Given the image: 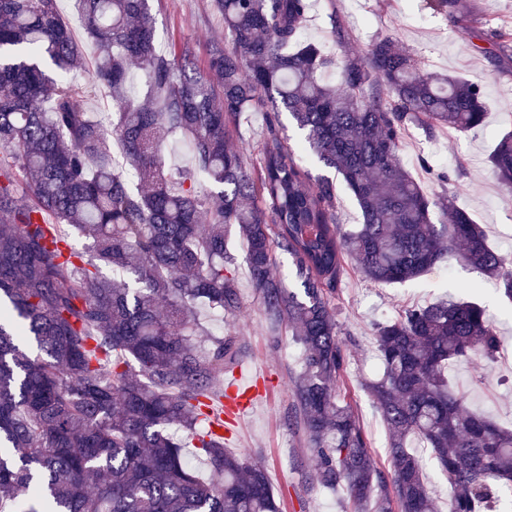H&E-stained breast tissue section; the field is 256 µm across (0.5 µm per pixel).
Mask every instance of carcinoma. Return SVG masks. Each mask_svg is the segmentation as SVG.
<instances>
[{
	"label": "carcinoma",
	"instance_id": "1",
	"mask_svg": "<svg viewBox=\"0 0 512 512\" xmlns=\"http://www.w3.org/2000/svg\"><path fill=\"white\" fill-rule=\"evenodd\" d=\"M79 2L107 116L87 111L68 78L86 62L57 0H0V512L19 501L24 512H277L264 466L224 448L205 414L240 348L231 336L207 351L192 340L196 308L239 309L232 226L269 325L300 348L289 426L318 457L308 479L343 490L355 512H435L418 444L448 479V512H503L512 429L465 409L448 377L459 358L494 359L500 339L483 307L450 299L377 325L383 372L365 389L388 428L386 470L340 399L346 356L331 305L347 259L389 285L457 261L512 303V272L485 231L397 160L410 125L430 136L483 125L485 82L425 74L390 38L359 57L327 55L301 39L312 0H215L232 41L212 47L200 74L191 47L176 59L160 49L148 0ZM430 2L455 26L472 21L462 0ZM331 68L337 86L323 79ZM266 102L251 171L232 133ZM280 105L357 202L354 229L336 224L332 182L284 144ZM175 137L188 166L166 165ZM490 162L511 196L512 131ZM65 224L92 241V258L68 248ZM277 249L295 291L272 274ZM185 448L214 479L187 469Z\"/></svg>",
	"mask_w": 512,
	"mask_h": 512
}]
</instances>
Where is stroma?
I'll return each instance as SVG.
<instances>
[{"mask_svg":"<svg viewBox=\"0 0 512 512\" xmlns=\"http://www.w3.org/2000/svg\"><path fill=\"white\" fill-rule=\"evenodd\" d=\"M466 2L474 20L455 27L445 15L428 8L426 0H316L303 38L330 54L343 48L359 55L376 39L390 37L422 71L485 78L489 115L482 126L463 134L443 130L433 136L421 127H409L399 146L398 160L416 175L428 196L455 192L457 205L484 226L493 246L512 258V200L500 190L489 162L496 140L512 130V54L495 61L481 52L490 33L512 31V0ZM149 5L159 45L190 44L197 70H205L212 44L230 40L213 0H149ZM334 18L348 33L342 48L332 33L330 21ZM424 162L434 170L458 174L457 185L442 184L423 173L420 165ZM228 251L234 259L238 284L237 313L220 317L201 309L196 314L206 334L235 338L240 361L233 373L256 392L251 409L239 422L227 448L263 463L280 512H353L343 491L322 489L306 478L317 458L308 440L285 423L292 402L291 381L301 370L297 348L288 333L276 338L270 332L261 296L245 261L246 246L237 230L228 233ZM471 284L478 286L476 298L501 336L502 345L490 365L473 357L463 358L449 366L448 375L455 387L465 391L470 410L512 427V307L502 301L490 279L460 263L443 262L412 281L372 284L353 264H345L331 300L347 359L340 394L358 416L380 465L388 463V434L364 388L381 372L375 352L376 326L395 320L407 307L462 297ZM299 459L304 462L300 468L295 465Z\"/></svg>","mask_w":512,"mask_h":512,"instance_id":"35a3bbf8","label":"stroma"}]
</instances>
